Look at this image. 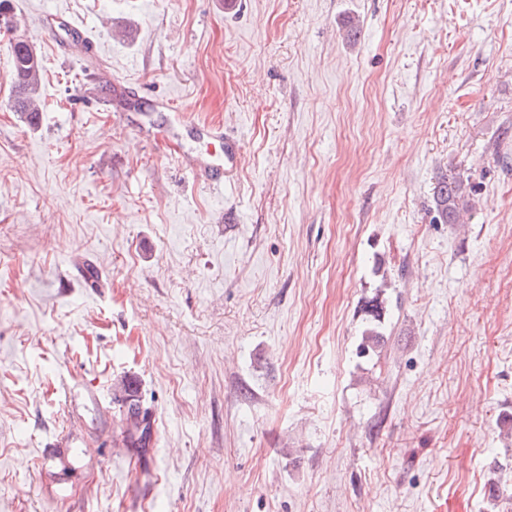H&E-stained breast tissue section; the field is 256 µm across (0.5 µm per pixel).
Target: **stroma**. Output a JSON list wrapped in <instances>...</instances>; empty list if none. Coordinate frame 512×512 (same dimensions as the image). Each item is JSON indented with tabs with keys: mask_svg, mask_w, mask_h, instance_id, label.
Returning <instances> with one entry per match:
<instances>
[{
	"mask_svg": "<svg viewBox=\"0 0 512 512\" xmlns=\"http://www.w3.org/2000/svg\"><path fill=\"white\" fill-rule=\"evenodd\" d=\"M9 5L0 512H512L486 491L512 487V0ZM13 39L43 60L34 127ZM165 99L240 138L223 191L154 141ZM451 172L470 210L436 224ZM384 301L379 296L373 297L366 303L364 308L365 326L362 331L360 354L376 350L383 340L382 315ZM137 389L128 381L123 388L122 403L127 422L126 442L132 448H147L151 440L148 414L142 410L136 395Z\"/></svg>",
	"mask_w": 512,
	"mask_h": 512,
	"instance_id": "1",
	"label": "stroma"
}]
</instances>
